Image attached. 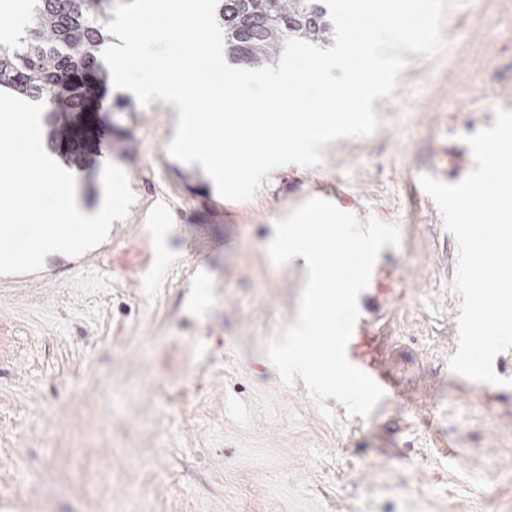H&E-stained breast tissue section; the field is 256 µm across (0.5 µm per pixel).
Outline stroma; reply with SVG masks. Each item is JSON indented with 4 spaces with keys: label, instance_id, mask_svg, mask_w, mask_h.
<instances>
[{
    "label": "stroma",
    "instance_id": "obj_1",
    "mask_svg": "<svg viewBox=\"0 0 512 512\" xmlns=\"http://www.w3.org/2000/svg\"><path fill=\"white\" fill-rule=\"evenodd\" d=\"M447 38L374 101L373 134L275 169L245 201L168 155L178 114L159 99L110 88L93 127L128 150L52 148L87 209L110 162L135 201L93 263L53 253L38 281L0 286V512H487L489 487L512 512V387L452 371L458 243L411 192L440 117L486 111L482 81L512 89V0H465ZM317 181L401 232L359 304L361 350L395 382L363 418L330 398L323 419L264 350L306 282L301 262H272L274 226Z\"/></svg>",
    "mask_w": 512,
    "mask_h": 512
}]
</instances>
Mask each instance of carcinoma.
<instances>
[{"mask_svg": "<svg viewBox=\"0 0 512 512\" xmlns=\"http://www.w3.org/2000/svg\"><path fill=\"white\" fill-rule=\"evenodd\" d=\"M112 0H30V24L0 44V88L44 105L51 138L81 156L91 128L79 117L97 107L111 72L102 63ZM224 54L237 64L273 63L288 38L326 42L334 26L323 0H218Z\"/></svg>", "mask_w": 512, "mask_h": 512, "instance_id": "cac0c4a2", "label": "carcinoma"}]
</instances>
